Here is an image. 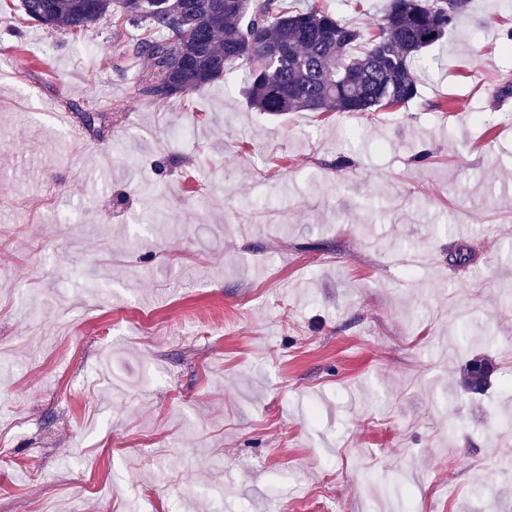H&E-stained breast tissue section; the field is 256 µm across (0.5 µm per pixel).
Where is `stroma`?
Instances as JSON below:
<instances>
[{
	"instance_id": "obj_1",
	"label": "stroma",
	"mask_w": 512,
	"mask_h": 512,
	"mask_svg": "<svg viewBox=\"0 0 512 512\" xmlns=\"http://www.w3.org/2000/svg\"><path fill=\"white\" fill-rule=\"evenodd\" d=\"M0 0V512H512V28L416 99L138 88L144 33ZM495 372L461 387L469 359Z\"/></svg>"
}]
</instances>
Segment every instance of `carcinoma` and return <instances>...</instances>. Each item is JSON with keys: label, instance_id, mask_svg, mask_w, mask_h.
Returning a JSON list of instances; mask_svg holds the SVG:
<instances>
[{"label": "carcinoma", "instance_id": "carcinoma-1", "mask_svg": "<svg viewBox=\"0 0 512 512\" xmlns=\"http://www.w3.org/2000/svg\"><path fill=\"white\" fill-rule=\"evenodd\" d=\"M115 0H22L25 17L62 31L83 30L112 13ZM469 0H391L368 31L312 4L287 0H120L122 21H147L132 53L150 60L139 93L189 95L239 66L249 106L289 112H376L404 106L419 93L418 54L457 28ZM488 362L466 364L461 384L481 393Z\"/></svg>", "mask_w": 512, "mask_h": 512}]
</instances>
